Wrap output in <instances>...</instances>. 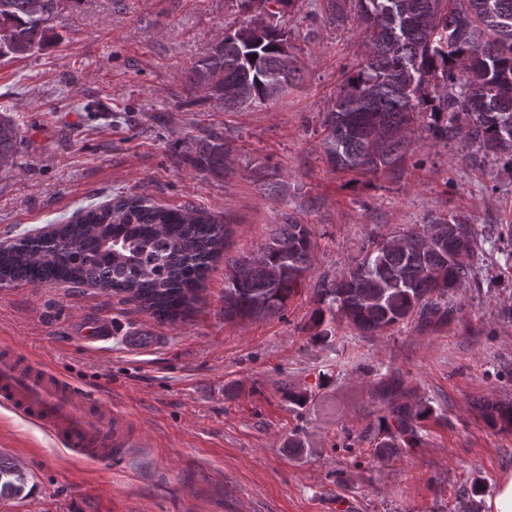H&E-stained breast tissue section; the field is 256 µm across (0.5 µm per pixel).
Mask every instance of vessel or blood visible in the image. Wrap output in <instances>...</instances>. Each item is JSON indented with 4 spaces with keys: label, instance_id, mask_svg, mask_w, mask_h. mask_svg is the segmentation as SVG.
Masks as SVG:
<instances>
[{
    "label": "vessel or blood",
    "instance_id": "1",
    "mask_svg": "<svg viewBox=\"0 0 512 512\" xmlns=\"http://www.w3.org/2000/svg\"><path fill=\"white\" fill-rule=\"evenodd\" d=\"M0 405L44 426L71 456L88 463L111 461L129 447L109 431L112 412L82 396L66 378L46 366H28L15 348L0 347Z\"/></svg>",
    "mask_w": 512,
    "mask_h": 512
}]
</instances>
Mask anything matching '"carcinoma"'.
Returning <instances> with one entry per match:
<instances>
[{
	"label": "carcinoma",
	"instance_id": "cac0c4a2",
	"mask_svg": "<svg viewBox=\"0 0 512 512\" xmlns=\"http://www.w3.org/2000/svg\"><path fill=\"white\" fill-rule=\"evenodd\" d=\"M61 0H0V55L39 49L58 18ZM342 24L366 26L368 55L347 75L325 113L322 149L335 170L378 175L400 169L409 133L421 121L437 142L475 148L472 163L491 157L512 169V0H324ZM256 59H251V56ZM190 87L235 109L265 105L300 79L288 30L239 29L214 43L187 76ZM19 131L0 114V165L16 153ZM226 144L216 131L196 139L189 161L200 172L224 168ZM230 228L194 207L170 208L140 196H117L78 210L62 225L60 244L0 249V285L89 284L125 295L160 319H177L193 302ZM315 231L293 214L269 228L255 257L226 261L224 319L280 314L306 287ZM473 225L450 215L388 235L365 237L355 263L340 277L314 284V336L326 339L340 319L360 336L412 323L420 331L458 318V290L478 283ZM381 405L376 453L422 444L420 423L433 407L410 403L398 368L372 387ZM482 416L512 431V402L487 400ZM28 477L0 459V499L24 496Z\"/></svg>",
	"mask_w": 512,
	"mask_h": 512
}]
</instances>
